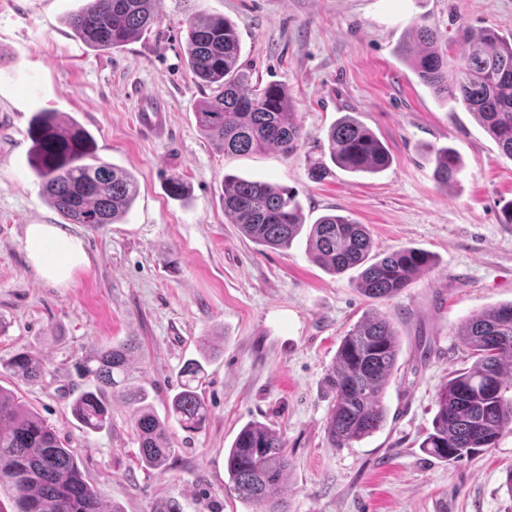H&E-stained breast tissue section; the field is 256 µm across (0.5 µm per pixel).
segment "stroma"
<instances>
[{"mask_svg": "<svg viewBox=\"0 0 512 512\" xmlns=\"http://www.w3.org/2000/svg\"><path fill=\"white\" fill-rule=\"evenodd\" d=\"M83 4L0 0V364L25 349L43 365L37 383L4 375L0 385L56 430L120 512H161L170 500L183 512H252L224 487V452L250 422L285 437L289 512H512V433L453 463L422 447L440 385L471 364L459 340L465 321L512 300V224L499 219L512 201V158L396 55L420 24L453 55L462 52L460 27L510 36L512 0H160L153 28L113 52L91 50L67 25ZM197 10L235 24L252 82L288 87L306 133L294 155H227L199 131L195 107L210 90L183 52V20ZM153 98L168 108L159 134L135 121ZM42 111L76 118L99 160L135 176L138 195L121 223L69 224L50 206L29 165V122ZM346 114L375 132L393 162L314 182L307 159ZM441 147L462 162L446 188L433 178L431 151ZM228 174L292 190L306 223L345 215L367 227L375 252L420 248L435 265L395 298L367 300L355 289L357 269L329 274L311 261L305 236L285 249L244 237L219 201ZM173 178L184 197L169 195ZM30 224L82 240L89 264L67 286L30 265ZM370 312L390 317L401 341L387 423L333 448L323 379L342 336ZM214 332L224 350L204 365L209 419L198 432L172 425L179 454L166 470L140 464L125 404L113 402L112 424L98 432L74 418V399L96 386L77 373L83 356L136 339L132 377L162 416L184 363Z\"/></svg>", "mask_w": 512, "mask_h": 512, "instance_id": "stroma-1", "label": "stroma"}]
</instances>
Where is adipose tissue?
I'll return each instance as SVG.
<instances>
[{"label": "adipose tissue", "mask_w": 512, "mask_h": 512, "mask_svg": "<svg viewBox=\"0 0 512 512\" xmlns=\"http://www.w3.org/2000/svg\"><path fill=\"white\" fill-rule=\"evenodd\" d=\"M25 245L33 268L57 285L70 282L87 263L81 239L52 224L27 225Z\"/></svg>", "instance_id": "1"}]
</instances>
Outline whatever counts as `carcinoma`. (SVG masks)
Masks as SVG:
<instances>
[{
    "label": "carcinoma",
    "instance_id": "carcinoma-1",
    "mask_svg": "<svg viewBox=\"0 0 512 512\" xmlns=\"http://www.w3.org/2000/svg\"><path fill=\"white\" fill-rule=\"evenodd\" d=\"M158 0H85L69 16V26L89 47L116 50L138 38L158 17ZM185 53L196 82L213 90L195 111L197 126L228 155L274 149L294 154L304 130L292 98L280 83H248L240 63L236 28L222 17L198 10L187 15ZM465 46L459 56L441 49L437 31L414 28L399 46L413 73L439 98L472 112L478 123L512 158V37L494 29L458 31ZM29 164L49 203L72 224L103 227L118 224L137 194L135 177L95 156L91 133L62 112H37L30 121ZM327 153L308 162L311 180L321 182L331 166L351 173H378L391 165L383 143L360 121L346 115L326 133ZM456 153H435L434 177L444 186L457 180ZM220 201L224 215L255 244L286 249L304 226L302 208L285 188L260 180L224 176ZM307 249L315 264L343 273L358 268L357 288L368 299L399 295L412 280L430 270L432 256L404 247L389 254L372 253L365 225L343 215L326 214L307 233ZM470 353V367L457 372L437 392L433 431L422 442L432 457L455 462L496 446L512 432V302L496 304L471 316L460 331ZM137 342L89 354L80 373L97 382L81 392L72 412L90 431L111 426L109 399L132 407L131 427L140 443V460L165 469L179 449L171 422L198 431L208 420L199 393L204 367L196 359L180 372V390L171 398L168 415L158 416L147 390L132 382L130 354ZM400 339L393 322L374 314L342 337L336 361L324 377L330 412L326 436L330 447L343 448L380 430L386 422L383 395L398 365ZM5 373L27 383L43 374L40 360L16 352L3 365ZM289 467L283 435L261 423H248L225 456L228 482L235 497L257 512H288L284 496ZM8 503H3V500ZM0 512H106L100 491L87 481L73 451L56 432L0 386Z\"/></svg>",
    "mask_w": 512,
    "mask_h": 512
}]
</instances>
